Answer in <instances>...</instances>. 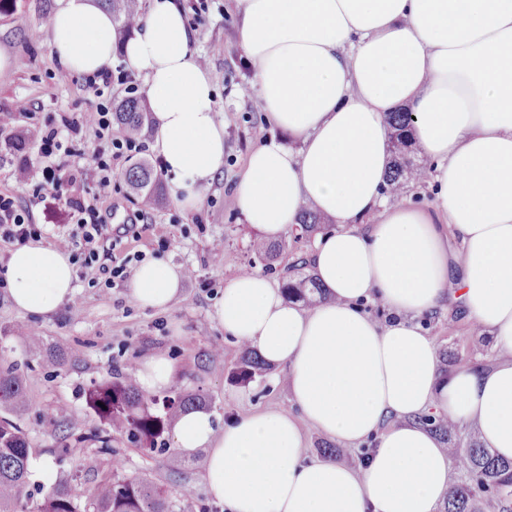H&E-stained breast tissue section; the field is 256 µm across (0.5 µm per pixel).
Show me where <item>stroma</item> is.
<instances>
[{"label": "stroma", "mask_w": 512, "mask_h": 512, "mask_svg": "<svg viewBox=\"0 0 512 512\" xmlns=\"http://www.w3.org/2000/svg\"><path fill=\"white\" fill-rule=\"evenodd\" d=\"M180 2L191 22V51L207 57L215 84L218 118L224 124V165L196 208L181 209L173 197H166L139 222L136 236L117 245L111 258L118 263L135 253L154 257L157 240L168 237L174 244L160 254L163 260L192 266L198 277L182 283L177 301L159 311L137 306L128 282L101 289L91 286V271L75 269V298L81 309L76 320L65 306L49 315L21 312L7 290L0 288V362L25 370V402L19 422L33 458L50 466L55 484L85 490L117 462L122 473L143 474L162 486L175 512H222L206 485L204 451L183 456L175 470L168 452L142 454L119 433H111L114 452L105 456L92 442L64 443L57 427L58 422L69 420L85 432L100 428L99 418L86 406L87 388L115 371L138 367L155 353L168 355L175 365L167 396L181 391L202 394L204 409L217 424L265 409L297 412L286 388L284 368L268 367L247 384L232 381L231 370L243 349L225 339L214 319V304L225 280L256 271L278 287L292 263V254L285 250L271 263L259 258L256 245L263 236L247 223L232 197L252 149L270 138L287 140L288 135L268 123L260 108L254 74L240 42L235 0H208V10L200 14L194 0ZM47 23V16L36 13L34 0H17L12 13L0 15V54L11 62L0 72V109L26 111L14 128L0 132V194L12 195L27 206L33 223L48 225L50 232L41 240L45 246L54 244L56 232L69 230V219L51 196L33 198L31 184L19 179L20 169L37 176L45 165L35 141L15 150L19 132L28 128L30 120L90 112L99 101L126 94L125 88L115 86L96 96L80 74L68 84H59L55 79L59 64L51 51ZM216 239L224 243V257L218 265L209 251ZM20 324L33 326L47 346L66 352V366L56 371L39 366L11 337ZM422 326L439 353L458 352L472 365H491L497 359L490 336L476 333L462 319L443 313L423 319ZM214 341L224 346L223 355L215 359L210 356Z\"/></svg>", "instance_id": "35a3bbf8"}]
</instances>
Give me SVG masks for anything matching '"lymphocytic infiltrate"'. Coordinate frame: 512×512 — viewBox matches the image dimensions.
<instances>
[{"mask_svg":"<svg viewBox=\"0 0 512 512\" xmlns=\"http://www.w3.org/2000/svg\"><path fill=\"white\" fill-rule=\"evenodd\" d=\"M31 130L41 155L50 161L34 189L39 192L52 188L73 226L70 233L57 235V246L69 253L73 264L95 270L93 286L109 287L128 279L131 269L127 263L109 265L102 255L122 238L134 233L136 226L132 223L111 224L101 205L112 198L115 166L147 151L146 141L130 135L113 137L112 112L106 104L77 117L65 115L57 122L32 123ZM69 133L109 139L111 152L106 156L97 155L93 177H86L85 173L71 168L64 146L65 136ZM44 233L43 225L32 223L27 207L12 196L0 195V241L22 245L41 238Z\"/></svg>","mask_w":512,"mask_h":512,"instance_id":"1","label":"lymphocytic infiltrate"}]
</instances>
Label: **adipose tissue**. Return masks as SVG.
<instances>
[{
	"instance_id": "1",
	"label": "adipose tissue",
	"mask_w": 512,
	"mask_h": 512,
	"mask_svg": "<svg viewBox=\"0 0 512 512\" xmlns=\"http://www.w3.org/2000/svg\"><path fill=\"white\" fill-rule=\"evenodd\" d=\"M240 41L264 111L299 143L256 147L233 188L237 210L275 238L301 202L336 224L307 262L328 298L288 302L257 272L224 282L215 319L226 336L288 368L297 415L274 409L217 428L192 410L176 447L206 452V482L224 512H438L453 462L418 418L428 410L474 426L512 460V0H236ZM50 46L71 73L110 66L112 14L61 0ZM179 0H150L123 48L142 75L155 147L195 208L224 163L215 89L190 49ZM405 110L433 161L434 199L388 201L387 113ZM15 306L56 312L74 295L68 253L24 244L0 271ZM180 265L147 260L130 295L164 310ZM386 309L379 321L367 305ZM489 333L488 368L442 374L420 319L438 310ZM340 445L368 444L359 468L302 454L305 427Z\"/></svg>"
}]
</instances>
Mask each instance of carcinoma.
Returning a JSON list of instances; mask_svg holds the SVG:
<instances>
[{
  "label": "carcinoma",
  "instance_id": "1",
  "mask_svg": "<svg viewBox=\"0 0 512 512\" xmlns=\"http://www.w3.org/2000/svg\"><path fill=\"white\" fill-rule=\"evenodd\" d=\"M112 13L115 29V53L141 23L139 0H102ZM112 121L126 133L143 136L151 123V110L137 97L112 102ZM390 130L391 161L387 190L399 195L412 179L423 176L414 157V141L408 113L392 112L386 118ZM129 187L140 201L156 206L165 199L166 191L158 172L147 160L132 162L124 173ZM301 234L310 237L325 228L321 213L304 207L300 211ZM282 291L291 301L312 304L324 293L312 275L301 279H285ZM13 338L51 368L66 364V356L50 354L36 338L30 325H18ZM243 355L231 372L239 383L251 382L263 371L256 354L242 344ZM25 379L15 364L0 365V512H20L27 496L28 460L31 452L20 424L10 418L21 410ZM204 398L181 395L163 403L162 409L152 407L135 384L130 372L93 383L86 391V405L110 430L126 435L136 449L151 453L164 450L165 434L172 422L189 409L200 405ZM421 422L434 430L448 444L455 468L465 480L451 486L442 512H482L485 502L497 505L498 512H512V462L498 459L478 438L460 432L457 425L442 417L426 414ZM67 487H53L40 504L39 512H173L167 492L144 476L119 475L102 477L87 493L85 505Z\"/></svg>",
  "mask_w": 512,
  "mask_h": 512
}]
</instances>
